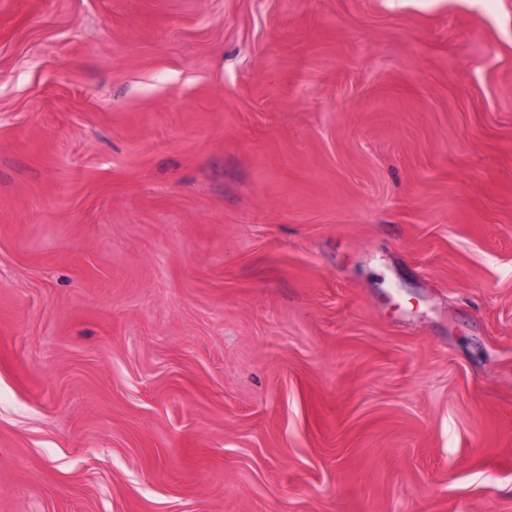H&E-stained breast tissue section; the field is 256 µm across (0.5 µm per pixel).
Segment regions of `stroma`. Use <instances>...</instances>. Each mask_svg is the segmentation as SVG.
<instances>
[{
  "label": "stroma",
  "mask_w": 512,
  "mask_h": 512,
  "mask_svg": "<svg viewBox=\"0 0 512 512\" xmlns=\"http://www.w3.org/2000/svg\"><path fill=\"white\" fill-rule=\"evenodd\" d=\"M0 512H512V0H0Z\"/></svg>",
  "instance_id": "obj_1"
}]
</instances>
